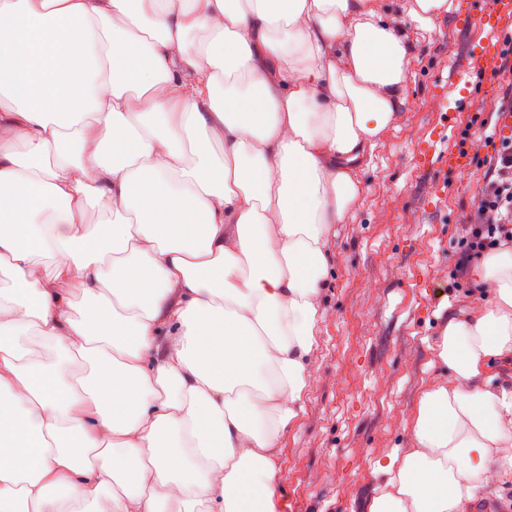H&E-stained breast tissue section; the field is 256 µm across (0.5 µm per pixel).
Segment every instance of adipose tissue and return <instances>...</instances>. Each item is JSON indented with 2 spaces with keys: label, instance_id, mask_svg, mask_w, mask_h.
Segmentation results:
<instances>
[{
  "label": "adipose tissue",
  "instance_id": "obj_1",
  "mask_svg": "<svg viewBox=\"0 0 512 512\" xmlns=\"http://www.w3.org/2000/svg\"><path fill=\"white\" fill-rule=\"evenodd\" d=\"M382 0H0V462L20 512H276L331 225L396 119ZM53 64L22 81V25ZM111 217L89 224V206ZM435 343L415 448L364 512H469L512 479V249ZM54 360L28 358V343Z\"/></svg>",
  "mask_w": 512,
  "mask_h": 512
}]
</instances>
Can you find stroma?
<instances>
[{"label":"stroma","instance_id":"1","mask_svg":"<svg viewBox=\"0 0 512 512\" xmlns=\"http://www.w3.org/2000/svg\"><path fill=\"white\" fill-rule=\"evenodd\" d=\"M411 5L383 0L385 18L400 22L413 44L406 100L359 172L361 194L330 228L333 265L318 299L304 411L272 451L278 512H362L379 483L375 462L414 448L408 417L435 374V339L470 303L464 291L438 300L434 290L458 258L455 228L484 172L449 175L435 193V175L417 169L414 149L439 121L444 100H455L450 79L476 28L452 8L419 26ZM509 94L510 73L476 81L448 132L449 147H460L466 128L477 152L491 154V110Z\"/></svg>","mask_w":512,"mask_h":512}]
</instances>
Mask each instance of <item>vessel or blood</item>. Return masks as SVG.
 Here are the masks:
<instances>
[{"label":"vessel or blood","mask_w":512,"mask_h":512,"mask_svg":"<svg viewBox=\"0 0 512 512\" xmlns=\"http://www.w3.org/2000/svg\"><path fill=\"white\" fill-rule=\"evenodd\" d=\"M458 3L460 20L476 22L479 29L478 35L471 38L466 47L468 65L465 73L454 84L458 99L463 100L471 93L474 77L492 78L496 75L502 50L499 36L512 29V0H492L488 5L483 0H458ZM447 132V123L437 124L419 143L416 159L421 169L445 173L468 167L471 155L467 150L445 148Z\"/></svg>","instance_id":"b4317fda"}]
</instances>
